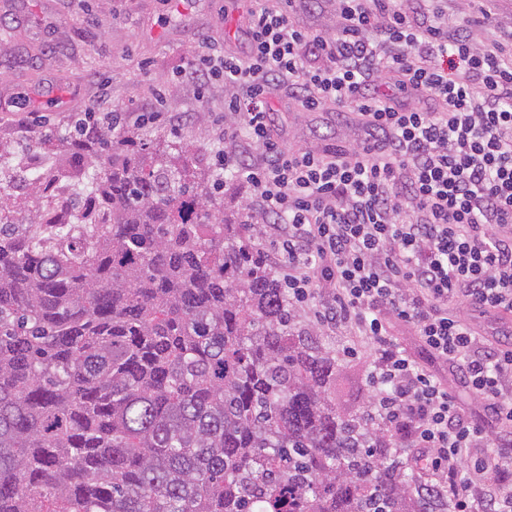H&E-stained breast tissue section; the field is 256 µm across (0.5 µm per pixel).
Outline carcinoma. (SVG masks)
I'll use <instances>...</instances> for the list:
<instances>
[{"label":"carcinoma","mask_w":512,"mask_h":512,"mask_svg":"<svg viewBox=\"0 0 512 512\" xmlns=\"http://www.w3.org/2000/svg\"><path fill=\"white\" fill-rule=\"evenodd\" d=\"M44 144L72 197L0 196V512H423L189 145Z\"/></svg>","instance_id":"carcinoma-1"}]
</instances>
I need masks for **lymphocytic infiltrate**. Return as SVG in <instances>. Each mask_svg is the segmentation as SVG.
Instances as JSON below:
<instances>
[{
  "mask_svg": "<svg viewBox=\"0 0 512 512\" xmlns=\"http://www.w3.org/2000/svg\"><path fill=\"white\" fill-rule=\"evenodd\" d=\"M252 2L248 54L208 46L181 74L196 89L223 79L224 137L255 149H224L221 169L271 224L293 307L373 345L371 418L427 473L420 497L512 512V341L466 319L512 313V48L449 24L444 0H332L331 34L295 23L314 0ZM278 88L306 112L346 108L363 139L288 148L271 135ZM393 317L457 369L476 411L405 354Z\"/></svg>",
  "mask_w": 512,
  "mask_h": 512,
  "instance_id": "f902f5d3",
  "label": "lymphocytic infiltrate"
}]
</instances>
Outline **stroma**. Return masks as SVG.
I'll return each instance as SVG.
<instances>
[{
  "label": "stroma",
  "mask_w": 512,
  "mask_h": 512,
  "mask_svg": "<svg viewBox=\"0 0 512 512\" xmlns=\"http://www.w3.org/2000/svg\"><path fill=\"white\" fill-rule=\"evenodd\" d=\"M448 18L478 22L487 38L512 28V0H447ZM249 0H0V155L21 158L38 149L42 137L31 127L41 120L50 135L71 130L98 97L116 105L129 101L165 112L164 123L126 129L165 134L191 144L201 168L215 169L223 142L215 122L223 111L224 85L216 80L204 96L179 75L206 43L246 54ZM28 106H20V99ZM275 138L292 147L354 143L351 119L333 112L300 111L287 91L272 97ZM391 331L405 353L452 392L465 411L476 407L461 394L448 366L432 359L410 326L394 320ZM320 340L339 351L351 345L358 356L343 359L336 395L339 406L368 411L367 371L371 351L359 337L322 330Z\"/></svg>",
  "instance_id": "35a3bbf8"
}]
</instances>
